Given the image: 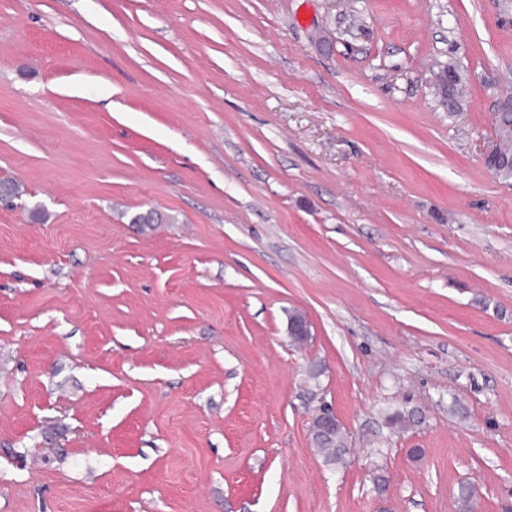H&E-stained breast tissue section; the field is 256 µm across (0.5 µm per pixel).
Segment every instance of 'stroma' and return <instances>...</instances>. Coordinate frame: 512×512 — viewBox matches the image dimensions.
<instances>
[{"label": "stroma", "instance_id": "obj_1", "mask_svg": "<svg viewBox=\"0 0 512 512\" xmlns=\"http://www.w3.org/2000/svg\"><path fill=\"white\" fill-rule=\"evenodd\" d=\"M509 93L512 0H0V512H512ZM434 74L438 80L433 79L435 94L440 97L445 94L442 80L448 81V104L440 102L448 111H454L459 107L460 102L465 94V85L462 75L454 62H448L442 67H438ZM503 99L509 109L500 113L494 128V150L483 163L493 176L504 182H510L512 181V96H506ZM320 409L322 411L323 421L318 428L311 427V439L313 441L316 432H326L336 426V430H331L318 436L313 443L320 453H322L327 463L334 465L343 463L344 456L347 452V434L339 420L336 424V414L331 406L322 403Z\"/></svg>", "mask_w": 512, "mask_h": 512}]
</instances>
